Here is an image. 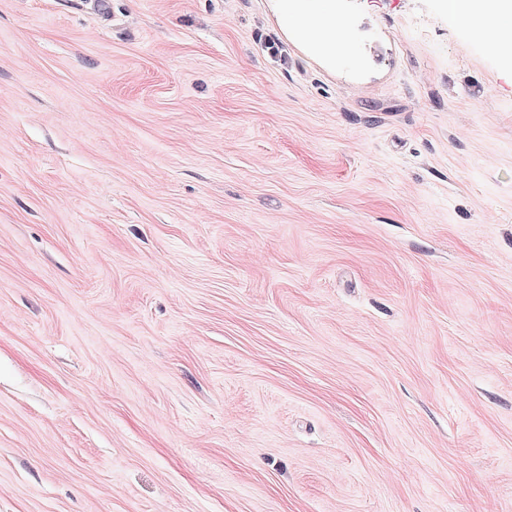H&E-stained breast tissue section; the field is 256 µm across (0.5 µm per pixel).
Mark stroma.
I'll use <instances>...</instances> for the list:
<instances>
[{"label": "stroma", "mask_w": 512, "mask_h": 512, "mask_svg": "<svg viewBox=\"0 0 512 512\" xmlns=\"http://www.w3.org/2000/svg\"><path fill=\"white\" fill-rule=\"evenodd\" d=\"M329 9L0 0V512H512V68ZM293 1L294 8L290 16L294 32L302 41L313 40L330 52H336V41L343 34V24L336 17H317L309 3L315 0H272L276 6L278 19L284 32L288 35V2Z\"/></svg>", "instance_id": "obj_1"}]
</instances>
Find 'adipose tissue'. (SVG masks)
I'll list each match as a JSON object with an SVG mask.
<instances>
[{
	"instance_id": "ef3b65f1",
	"label": "adipose tissue",
	"mask_w": 512,
	"mask_h": 512,
	"mask_svg": "<svg viewBox=\"0 0 512 512\" xmlns=\"http://www.w3.org/2000/svg\"><path fill=\"white\" fill-rule=\"evenodd\" d=\"M280 24H292L301 40L335 51L343 25L335 17L319 18L306 0H273ZM449 15L475 30L485 46L512 65V0H444Z\"/></svg>"
}]
</instances>
